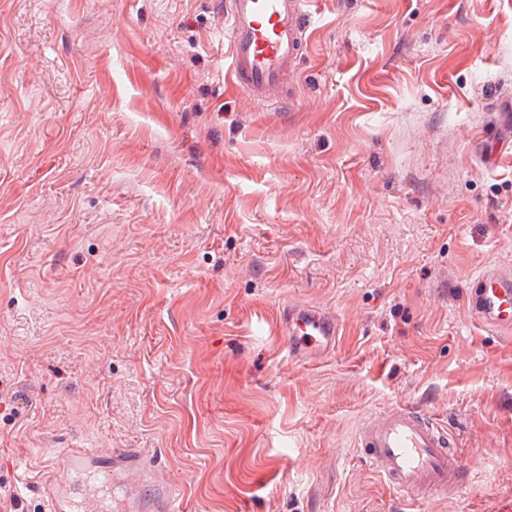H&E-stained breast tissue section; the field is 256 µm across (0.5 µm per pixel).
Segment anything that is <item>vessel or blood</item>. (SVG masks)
I'll list each match as a JSON object with an SVG mask.
<instances>
[{"label":"vessel or blood","mask_w":512,"mask_h":512,"mask_svg":"<svg viewBox=\"0 0 512 512\" xmlns=\"http://www.w3.org/2000/svg\"><path fill=\"white\" fill-rule=\"evenodd\" d=\"M309 0H224L228 31L227 70L245 93L265 101L284 85L301 55L310 25ZM469 300L474 321L512 333V271L498 266L481 270ZM289 358L300 361L332 349L340 322L332 312L288 305L281 310ZM372 468L399 497L422 498L456 484L459 460L448 449V433L419 407L389 405L365 421L359 433ZM140 455L131 449L115 453L112 466L95 472L96 497L65 496L57 484L45 486L51 512H127L112 499L116 469L137 467Z\"/></svg>","instance_id":"b4317fda"}]
</instances>
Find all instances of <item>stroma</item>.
I'll return each instance as SVG.
<instances>
[{
    "label": "stroma",
    "mask_w": 512,
    "mask_h": 512,
    "mask_svg": "<svg viewBox=\"0 0 512 512\" xmlns=\"http://www.w3.org/2000/svg\"><path fill=\"white\" fill-rule=\"evenodd\" d=\"M283 86L241 91L222 0H0V484L80 489L136 449L184 512H400L357 446L424 407L512 512V0H311ZM334 312L289 360L283 303ZM476 282L478 288L469 300L474 321L512 333V272L498 266L485 267Z\"/></svg>",
    "instance_id": "35a3bbf8"
}]
</instances>
